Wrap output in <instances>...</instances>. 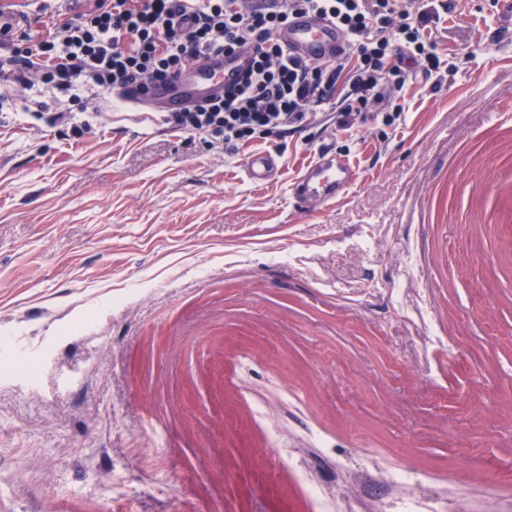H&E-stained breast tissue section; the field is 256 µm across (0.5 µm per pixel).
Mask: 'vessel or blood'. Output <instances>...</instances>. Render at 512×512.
Returning a JSON list of instances; mask_svg holds the SVG:
<instances>
[{
	"label": "vessel or blood",
	"mask_w": 512,
	"mask_h": 512,
	"mask_svg": "<svg viewBox=\"0 0 512 512\" xmlns=\"http://www.w3.org/2000/svg\"><path fill=\"white\" fill-rule=\"evenodd\" d=\"M278 42L291 56L307 61H332L343 46V35L333 23L296 15L279 31ZM245 66L242 57L205 54L193 60L175 81L155 85L151 98L140 99L135 86L126 88L124 95L128 104L138 109L177 112L237 84ZM276 173L277 159L270 152L251 155L245 164L247 179L256 185L273 180ZM356 180L357 171L348 159L325 150L303 169L295 181V192L304 201L326 205Z\"/></svg>",
	"instance_id": "1"
}]
</instances>
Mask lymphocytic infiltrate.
<instances>
[{"instance_id":"lymphocytic-infiltrate-1","label":"lymphocytic infiltrate","mask_w":512,"mask_h":512,"mask_svg":"<svg viewBox=\"0 0 512 512\" xmlns=\"http://www.w3.org/2000/svg\"><path fill=\"white\" fill-rule=\"evenodd\" d=\"M278 2L259 12L245 0H85L35 35L17 33L16 14L0 8V106L12 87L35 94L48 86L74 104L87 103L92 88L145 90L202 53L249 44L254 57L237 87L163 117L173 130L228 147L284 140L326 107L344 130L371 105L395 124L413 70L442 79L456 69L432 36L455 10L449 0ZM300 13L336 23L346 38L341 59L310 63L283 50L277 33Z\"/></svg>"}]
</instances>
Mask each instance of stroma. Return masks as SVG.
I'll list each match as a JSON object with an SVG mask.
<instances>
[{"label": "stroma", "instance_id": "1", "mask_svg": "<svg viewBox=\"0 0 512 512\" xmlns=\"http://www.w3.org/2000/svg\"><path fill=\"white\" fill-rule=\"evenodd\" d=\"M490 0L404 117L245 176L130 106L0 116V512H512V41ZM326 149L358 171L306 209ZM450 337L451 347L432 335ZM410 475L406 486L394 473ZM30 103L36 104L38 109L33 110L28 106L26 109L27 112H40L39 118L45 119L46 124L49 126H55L60 123L70 124V130L73 137L82 138L85 135H89L94 132V127L89 121L76 120L77 113L71 111L45 112L41 102H37L32 98ZM45 114L48 115L45 117Z\"/></svg>", "mask_w": 512, "mask_h": 512}]
</instances>
